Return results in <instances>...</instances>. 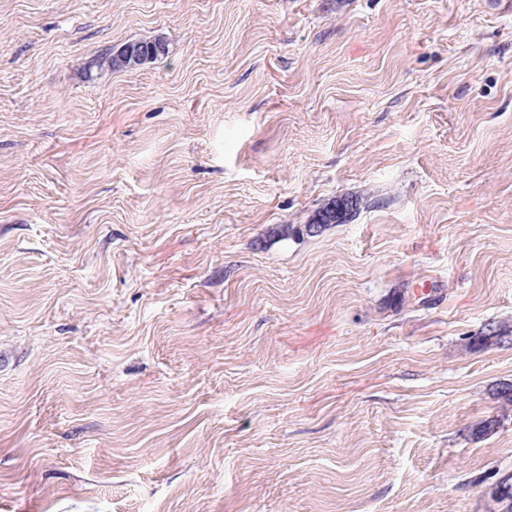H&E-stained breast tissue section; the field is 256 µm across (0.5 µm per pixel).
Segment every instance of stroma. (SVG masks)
<instances>
[{
	"label": "stroma",
	"instance_id": "obj_1",
	"mask_svg": "<svg viewBox=\"0 0 512 512\" xmlns=\"http://www.w3.org/2000/svg\"><path fill=\"white\" fill-rule=\"evenodd\" d=\"M492 321L512 0H0V512H488ZM135 42H143V43H156L159 46H161L164 50L161 53L155 54L154 56H151L149 58H143L140 59L144 53L145 49L140 46H127L125 48V52L127 56L133 58H127L122 52H117V49H112V53H106L104 57L92 59L87 66V70L90 73V71L94 68H99L101 65L107 63L108 66L112 67V70H125L129 68H133L136 65H140L144 62L151 61V60H158L162 59L163 57L168 55V47L166 43L160 39H154V40H143V41H135ZM136 59H140L137 61H134ZM339 201H343L346 208L336 216V205ZM362 204V199L358 196L345 197L338 201H334L331 205L324 207L318 211L313 222L305 225V231L308 234H316L320 232L321 228L326 224H342L349 216L356 212ZM322 221V222H321Z\"/></svg>",
	"mask_w": 512,
	"mask_h": 512
}]
</instances>
